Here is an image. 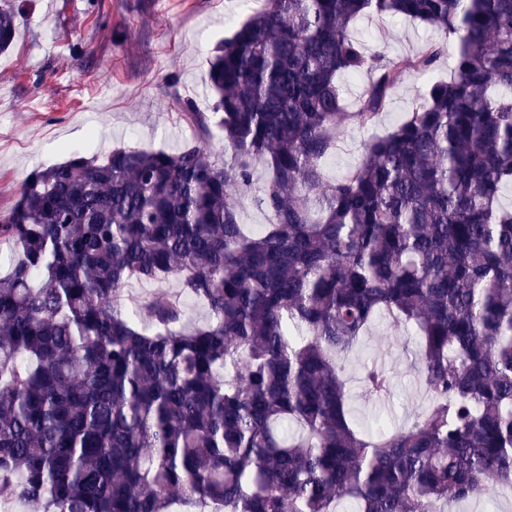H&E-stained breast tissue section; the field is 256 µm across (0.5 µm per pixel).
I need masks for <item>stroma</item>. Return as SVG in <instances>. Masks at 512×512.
I'll return each mask as SVG.
<instances>
[{"label":"stroma","instance_id":"35a3bbf8","mask_svg":"<svg viewBox=\"0 0 512 512\" xmlns=\"http://www.w3.org/2000/svg\"><path fill=\"white\" fill-rule=\"evenodd\" d=\"M16 10L14 46L0 54V214L27 175L77 152L104 160L116 148L173 151L193 137L167 105L171 90L200 108L211 103L204 81L217 44L232 34L246 0H9ZM367 48L395 55L418 51L438 32L407 19L359 20ZM177 75L170 88L169 75ZM425 85L409 78L388 112L370 128L347 127L323 165L335 181L362 160L372 136L411 110ZM383 362L390 392L367 395L361 377ZM350 401L363 416L393 425L411 421L428 396L420 386L418 347L411 333L376 320L345 359Z\"/></svg>","mask_w":512,"mask_h":512}]
</instances>
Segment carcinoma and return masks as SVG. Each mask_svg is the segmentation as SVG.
Here are the masks:
<instances>
[{
	"instance_id": "carcinoma-1",
	"label": "carcinoma",
	"mask_w": 512,
	"mask_h": 512,
	"mask_svg": "<svg viewBox=\"0 0 512 512\" xmlns=\"http://www.w3.org/2000/svg\"><path fill=\"white\" fill-rule=\"evenodd\" d=\"M383 14L456 48L370 52L352 26ZM16 30L1 7L0 53ZM413 74L415 107L326 181L342 130ZM205 81L206 111L168 98L183 148L75 154L0 217V504L448 512L512 488V0H261ZM242 196L270 223L247 231ZM170 277L204 320L179 295L130 301ZM381 316L418 338L429 393L396 429L360 419L342 375ZM363 383L388 393L381 369Z\"/></svg>"
}]
</instances>
